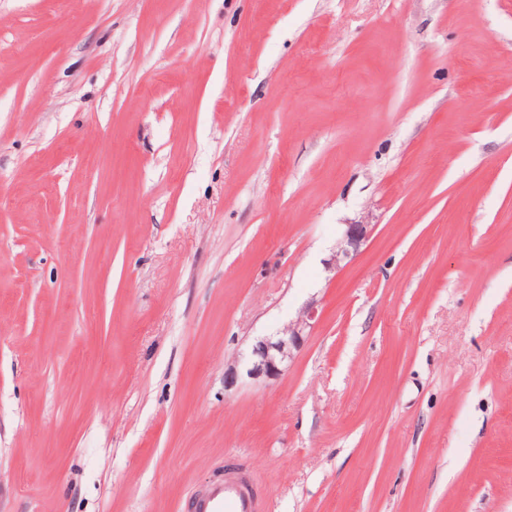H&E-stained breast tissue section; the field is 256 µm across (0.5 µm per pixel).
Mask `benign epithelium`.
<instances>
[{
	"instance_id": "benign-epithelium-1",
	"label": "benign epithelium",
	"mask_w": 512,
	"mask_h": 512,
	"mask_svg": "<svg viewBox=\"0 0 512 512\" xmlns=\"http://www.w3.org/2000/svg\"><path fill=\"white\" fill-rule=\"evenodd\" d=\"M370 225L348 224L336 243V250L328 262L331 268L341 264L359 252L360 247L368 238ZM315 318V310L307 308L296 320L284 326L273 336H265L257 340L249 355L250 368L247 375L254 380L271 379L280 374L282 366L290 361L293 351L297 349L304 337V330Z\"/></svg>"
}]
</instances>
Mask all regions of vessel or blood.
I'll list each match as a JSON object with an SVG mask.
<instances>
[{
    "label": "vessel or blood",
    "mask_w": 512,
    "mask_h": 512,
    "mask_svg": "<svg viewBox=\"0 0 512 512\" xmlns=\"http://www.w3.org/2000/svg\"><path fill=\"white\" fill-rule=\"evenodd\" d=\"M192 507L193 512H263L264 503L246 471L229 469L195 497Z\"/></svg>",
    "instance_id": "1"
}]
</instances>
